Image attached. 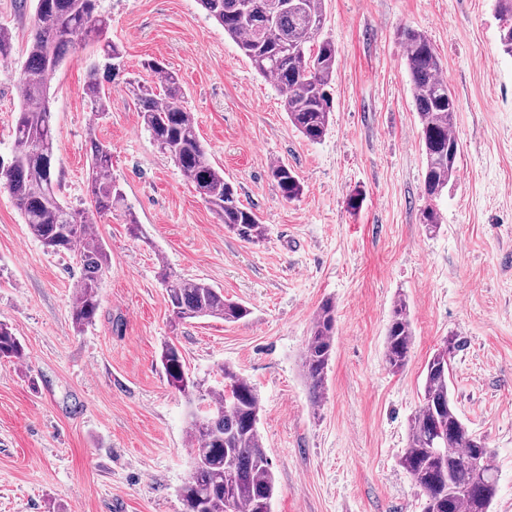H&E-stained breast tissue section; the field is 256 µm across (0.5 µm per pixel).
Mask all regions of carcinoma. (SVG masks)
I'll list each match as a JSON object with an SVG mask.
<instances>
[{
  "label": "carcinoma",
  "mask_w": 512,
  "mask_h": 512,
  "mask_svg": "<svg viewBox=\"0 0 512 512\" xmlns=\"http://www.w3.org/2000/svg\"><path fill=\"white\" fill-rule=\"evenodd\" d=\"M209 18L224 27L254 70L272 78L281 91L289 122L307 140L318 142L332 119L331 84L338 63L335 43L321 36L324 0H199ZM27 58L18 85L22 102L14 125V145L0 155V188L12 197L30 234L46 249L71 252L81 267L72 322L79 331L93 324L98 290L109 269L101 241L93 236L94 216L121 209L124 193L112 176V150L89 139L90 206L73 209L60 197L54 178L55 137L49 108L50 82L69 50L90 43L107 60L106 81L121 70L123 53L107 37L108 23L98 12V0H37ZM502 51L512 56V0H498ZM409 72L413 100L421 119L425 153L424 198L419 223L429 234L441 228L437 201L457 174L458 142L452 129L458 102L431 41L421 32L398 31ZM161 78L162 92L139 85L132 90L141 125L157 147L191 181L217 214L224 229L248 242H259L266 225L239 203L224 172L208 160L192 113L185 105L179 78L158 60L144 64ZM104 81V82H106ZM98 72L88 76L86 94L99 115L108 111V91ZM270 176L286 201L298 199L303 185L283 163ZM174 318H215L236 322L250 315L242 303L224 298V291L201 279H185L160 266ZM336 306L321 303L305 346L302 371L309 395L319 402L335 348ZM413 325L407 304L395 303L387 327L384 361L390 371H402L413 345ZM459 348L450 336L428 360L420 405L408 425V444L399 463L420 490L423 512H490L497 496L495 455L457 412L450 394L451 359ZM0 358L23 360L26 352L7 324L0 321ZM160 361L170 387L186 396L208 401L209 411L191 412L188 429L194 445L191 469L179 489L192 512H262L271 503L276 482L258 429L261 403L255 387L233 368H220L224 383L206 387L185 367L181 350L172 341L162 345Z\"/></svg>",
  "instance_id": "cac0c4a2"
}]
</instances>
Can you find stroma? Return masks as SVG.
Masks as SVG:
<instances>
[{
    "label": "stroma",
    "instance_id": "obj_1",
    "mask_svg": "<svg viewBox=\"0 0 512 512\" xmlns=\"http://www.w3.org/2000/svg\"><path fill=\"white\" fill-rule=\"evenodd\" d=\"M36 0H0L13 53L0 63V153L12 146ZM495 0H324L323 36L338 51L333 120L322 141L289 122L276 84L259 75L198 0H98L124 51L125 76L155 83L158 59L182 79L210 162L268 228L249 243L225 230L193 184L143 128L123 80L109 83L106 117L85 94L94 47L68 52L51 81L55 175L68 205L88 198V135L110 146L125 211L98 219L109 269L95 323L71 319L80 267L28 232L0 191V321L27 350L0 359V512H182L191 462L186 398L159 362L164 341L190 371L229 365L261 400L259 430L278 492L271 512H421L399 465L425 366L461 338L452 395L495 453L492 512H512V56L499 43ZM424 33L437 49L458 112L457 176L425 204L420 121L397 38ZM302 196L282 199L276 163ZM361 194L358 209L348 198ZM146 235L132 238L125 212ZM221 288L250 315L175 321L158 277ZM409 307L411 359L389 371L384 344L397 298ZM336 303V352L313 405L302 358L315 313ZM270 176L286 201L298 199L303 193V185L297 174L283 163L275 164L270 169Z\"/></svg>",
    "mask_w": 512,
    "mask_h": 512
}]
</instances>
